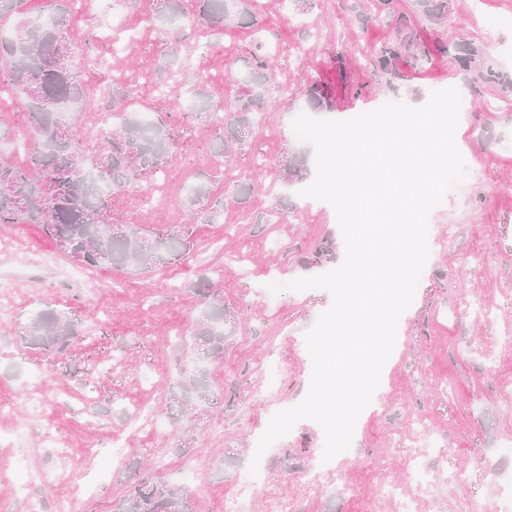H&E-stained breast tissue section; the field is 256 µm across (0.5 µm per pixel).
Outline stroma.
I'll use <instances>...</instances> for the list:
<instances>
[{"instance_id":"obj_1","label":"stroma","mask_w":512,"mask_h":512,"mask_svg":"<svg viewBox=\"0 0 512 512\" xmlns=\"http://www.w3.org/2000/svg\"><path fill=\"white\" fill-rule=\"evenodd\" d=\"M161 0L117 10L110 39L98 18L71 0L68 24L80 49L106 53L95 81L121 84L133 107L171 114L182 137L166 169L114 191L121 224L193 230L189 253L151 274L86 269L98 288L68 278L73 264L37 224L0 225V498L15 497L17 458L30 477L28 502L49 512L63 499L76 512H110L134 474L151 462L156 479L188 483L197 512H494L512 482V0H448L439 22L419 17L414 0H250L262 29L225 21L195 23L196 0H183L182 37L153 24ZM496 19V33L486 29ZM403 44L392 70L376 68L383 46ZM268 52L273 112L259 116L231 158L210 145L220 131L183 108L187 87L159 85L173 60L199 72L214 106L231 96L240 60ZM471 60L457 62L459 50ZM495 79H487V72ZM334 91L330 120L344 121L390 101L423 105L431 91L456 86L462 96L455 134L468 175L428 218L430 254L414 300L401 315L395 348L377 398L357 422L350 448L320 480L309 476L325 435L303 419L263 454L264 481L251 486L249 464L271 418L306 396L312 360L305 335L332 304L323 289L271 293L269 284L337 267L345 246L333 207L301 196L289 181L286 153L313 156L294 119L312 107L309 83ZM0 136L11 144L0 163L25 166L32 131L24 99L0 90ZM214 178L224 209L210 224L187 225L188 184ZM277 218L260 223L271 209ZM333 256L302 264L323 240ZM233 308L239 325L212 363L203 419H176L177 359L197 348L186 331L207 304L200 281ZM74 321L66 354L27 344L26 329L43 312ZM196 448L179 456L182 442ZM116 445L112 476L81 491L87 449ZM432 475L427 488L408 477L415 455Z\"/></svg>"}]
</instances>
